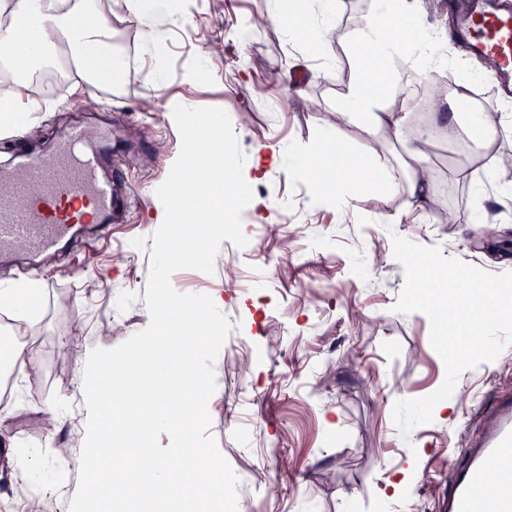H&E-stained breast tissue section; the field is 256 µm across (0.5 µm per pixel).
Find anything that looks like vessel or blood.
Masks as SVG:
<instances>
[{
	"label": "vessel or blood",
	"instance_id": "obj_1",
	"mask_svg": "<svg viewBox=\"0 0 512 512\" xmlns=\"http://www.w3.org/2000/svg\"><path fill=\"white\" fill-rule=\"evenodd\" d=\"M460 26L491 57L501 77L512 75V14L486 0H457ZM111 126L97 140L71 125L47 152L19 150L0 167V268L19 273L45 259L72 254L77 241L105 238L128 218L132 191L121 163L108 155ZM476 435L466 436L462 463L448 481L445 512H512V394L478 401Z\"/></svg>",
	"mask_w": 512,
	"mask_h": 512
}]
</instances>
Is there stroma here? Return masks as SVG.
<instances>
[{
    "label": "stroma",
    "mask_w": 512,
    "mask_h": 512,
    "mask_svg": "<svg viewBox=\"0 0 512 512\" xmlns=\"http://www.w3.org/2000/svg\"><path fill=\"white\" fill-rule=\"evenodd\" d=\"M93 8L121 40L117 86L76 90L67 80L45 87L32 82V66L0 65V78L29 86L18 132L0 133V162L19 141L45 149L72 124L92 132L111 116L124 177L143 199L127 223L88 247L79 274L57 261L39 275L42 301L28 349L43 380L16 388L13 405L0 409V431L13 436L22 456L38 458L43 512H70L79 488V469L58 463L77 457L86 437L80 357L116 348L150 322L144 297L152 236L165 217L156 190L180 152L178 104L227 112L253 190L242 214L247 245L223 241L212 273L188 268L170 276L177 293L222 299L233 325L214 363L208 411L210 433L239 477L238 512H436V486L460 461L476 399L512 392V351L462 371L447 416L401 436L394 403L436 391L446 367L431 345L427 315L394 309L405 271L393 239L439 247L492 274L512 271V202L502 195L512 168L494 164L497 155L512 156V127L488 149L467 131L424 152L435 179L433 204L421 210L407 193L411 159L402 145L354 139V120L335 114L348 85L325 62L343 58L356 73L351 38L373 0H341L317 51L270 19L271 0H181L180 16L158 22L171 41L169 69L151 64L141 26L114 0H93ZM244 24L255 31L246 43L236 36ZM448 76L470 90L493 81L490 62L453 41L436 70L417 79L426 85ZM325 135L382 155L386 187L311 206L294 154ZM275 152L280 164L256 177V158ZM394 213L400 223H388ZM45 403L61 412L56 431L43 427ZM400 470L409 473L405 487L384 497Z\"/></svg>",
    "instance_id": "35a3bbf8"
}]
</instances>
